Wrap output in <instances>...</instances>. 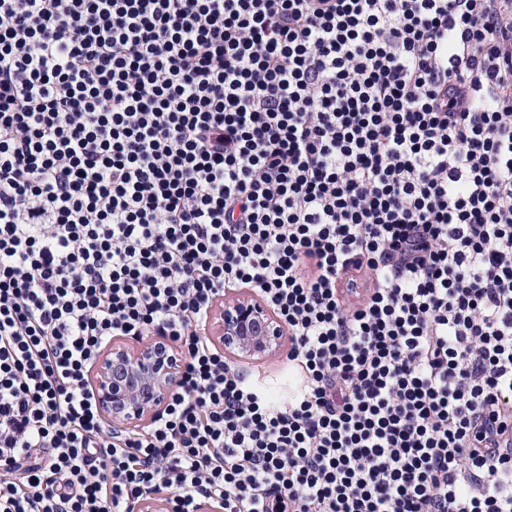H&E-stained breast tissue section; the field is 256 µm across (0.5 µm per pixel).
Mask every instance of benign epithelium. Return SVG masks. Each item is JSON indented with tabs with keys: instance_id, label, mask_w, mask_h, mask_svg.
<instances>
[{
	"instance_id": "1",
	"label": "benign epithelium",
	"mask_w": 512,
	"mask_h": 512,
	"mask_svg": "<svg viewBox=\"0 0 512 512\" xmlns=\"http://www.w3.org/2000/svg\"><path fill=\"white\" fill-rule=\"evenodd\" d=\"M211 325V340L237 358L272 357L287 338L280 319L262 301L246 294L225 297ZM181 366V355L161 336L135 342L112 339L91 368V384L102 416L114 429L137 431L144 427L161 413L178 387Z\"/></svg>"
}]
</instances>
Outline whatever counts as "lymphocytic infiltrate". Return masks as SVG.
<instances>
[{"label":"lymphocytic infiltrate","instance_id":"f902f5d3","mask_svg":"<svg viewBox=\"0 0 512 512\" xmlns=\"http://www.w3.org/2000/svg\"><path fill=\"white\" fill-rule=\"evenodd\" d=\"M249 288L287 400L207 336ZM179 386L107 429L89 372ZM512 512V0H0V512ZM181 366V355L161 336L135 342L112 339L91 368V384L102 416L113 429L137 431L144 427L161 413L178 387Z\"/></svg>","mask_w":512,"mask_h":512}]
</instances>
